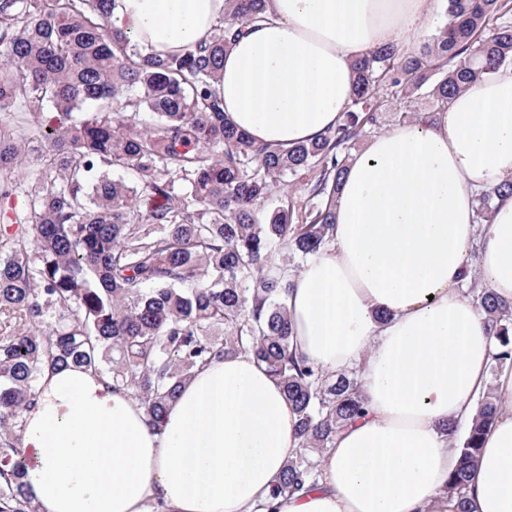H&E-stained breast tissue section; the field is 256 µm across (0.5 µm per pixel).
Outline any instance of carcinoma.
Wrapping results in <instances>:
<instances>
[{"label": "carcinoma", "instance_id": "obj_1", "mask_svg": "<svg viewBox=\"0 0 512 512\" xmlns=\"http://www.w3.org/2000/svg\"><path fill=\"white\" fill-rule=\"evenodd\" d=\"M115 0H0V199L25 197L0 228V512H37L23 482L22 412L43 375L108 374L162 431L195 370L249 352L281 384L300 446L274 499L317 485L315 455L362 414L355 374H327L290 347L293 269L325 252L349 150L383 126L431 120L473 81L512 66V0H448L447 22L410 52L379 46L352 65L346 112L314 140L258 144L216 91L224 53L271 0H225L215 33L161 57L113 31ZM37 117L43 172L16 180L25 144L8 115ZM130 168L140 186L111 177ZM279 205L263 211L276 191ZM512 182L475 198L488 224ZM467 297L494 341L489 374L512 364V302L471 274ZM504 404L479 400L448 477L455 512Z\"/></svg>", "mask_w": 512, "mask_h": 512}]
</instances>
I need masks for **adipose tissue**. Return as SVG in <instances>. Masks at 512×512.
Instances as JSON below:
<instances>
[{
	"label": "adipose tissue",
	"instance_id": "1",
	"mask_svg": "<svg viewBox=\"0 0 512 512\" xmlns=\"http://www.w3.org/2000/svg\"><path fill=\"white\" fill-rule=\"evenodd\" d=\"M224 0H115L108 24L147 51L209 39ZM437 0H272L269 18L224 56V110L253 139L292 146L335 125L351 63L409 48ZM512 181V70L482 77L432 122L372 137L348 167L333 240L288 296L293 350L326 373L358 369L361 418L321 456L309 493L279 512H454L459 451L493 350L462 279L512 299V196L477 227L474 199ZM278 381L251 355L197 369L162 431L106 376L45 374L23 414L24 482L38 512H260L299 444ZM472 512H512V408L487 435L468 483Z\"/></svg>",
	"mask_w": 512,
	"mask_h": 512
}]
</instances>
